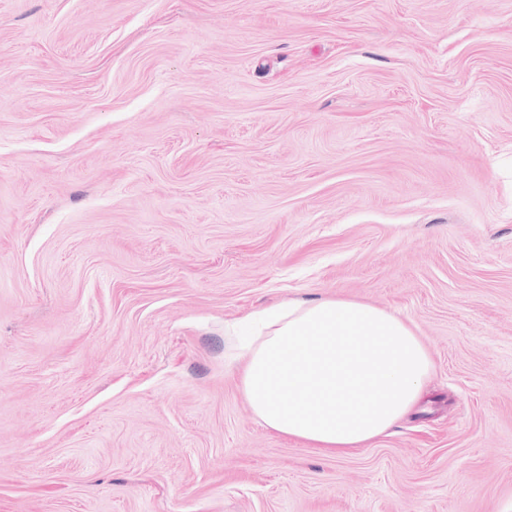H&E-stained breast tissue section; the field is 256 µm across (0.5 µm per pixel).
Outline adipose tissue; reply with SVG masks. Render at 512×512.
<instances>
[{
    "instance_id": "ef3b65f1",
    "label": "adipose tissue",
    "mask_w": 512,
    "mask_h": 512,
    "mask_svg": "<svg viewBox=\"0 0 512 512\" xmlns=\"http://www.w3.org/2000/svg\"><path fill=\"white\" fill-rule=\"evenodd\" d=\"M227 330L241 337L239 380L259 422L332 456L384 435L433 369L405 319L347 299L291 301Z\"/></svg>"
}]
</instances>
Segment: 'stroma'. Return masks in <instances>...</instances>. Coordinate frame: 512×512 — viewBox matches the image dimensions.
<instances>
[{
  "label": "stroma",
  "instance_id": "obj_1",
  "mask_svg": "<svg viewBox=\"0 0 512 512\" xmlns=\"http://www.w3.org/2000/svg\"><path fill=\"white\" fill-rule=\"evenodd\" d=\"M336 298L434 363L339 457L224 332ZM0 512H512V0H0Z\"/></svg>",
  "mask_w": 512,
  "mask_h": 512
}]
</instances>
